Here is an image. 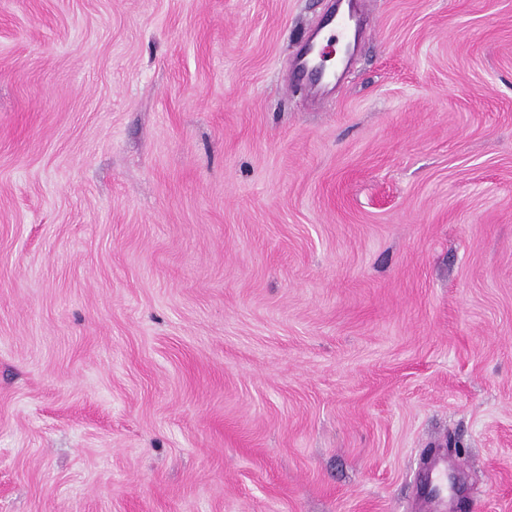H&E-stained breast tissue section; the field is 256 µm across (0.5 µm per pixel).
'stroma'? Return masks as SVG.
<instances>
[{"label": "stroma", "instance_id": "35a3bbf8", "mask_svg": "<svg viewBox=\"0 0 512 512\" xmlns=\"http://www.w3.org/2000/svg\"><path fill=\"white\" fill-rule=\"evenodd\" d=\"M0 0V512H512V0Z\"/></svg>", "mask_w": 512, "mask_h": 512}]
</instances>
